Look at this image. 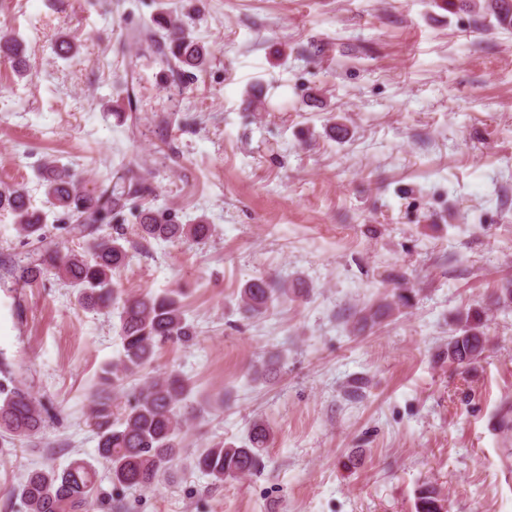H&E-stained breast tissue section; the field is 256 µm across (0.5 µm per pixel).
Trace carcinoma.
Instances as JSON below:
<instances>
[{
    "label": "carcinoma",
    "instance_id": "carcinoma-1",
    "mask_svg": "<svg viewBox=\"0 0 512 512\" xmlns=\"http://www.w3.org/2000/svg\"><path fill=\"white\" fill-rule=\"evenodd\" d=\"M505 0H472L471 7L493 18L503 29L512 28V14L505 10ZM167 40L168 55L179 69H203L208 54L186 30L171 17H156L153 27L138 33V38L154 41V34ZM0 56L16 61L17 72L25 71V60L18 39L0 35ZM43 186L47 202L69 216L80 233L88 237L85 255H63L44 245L45 214L32 207L27 194L19 189L0 190V210L14 216L20 236L41 244L39 257L15 268V278L31 283L53 269L58 277L82 291L87 308L117 310L118 335L122 349L112 366L103 370L88 415L89 426L98 438V454L111 466L112 483L125 488H149L160 481L182 451L181 433L196 408L187 406L192 387L180 374L171 372L143 381L128 408L119 410L115 394L132 378L153 362L157 350L168 342L187 343L196 329L186 316L180 299L174 293H145L117 301L112 275L129 258L122 232L101 234V226L124 207V193L117 186L92 193L79 186L70 169L56 159L43 164ZM213 233L210 224H180L176 218L159 210H144L139 215L137 236L144 240L171 244L190 236L199 243ZM300 294V289L286 281L274 288L263 277L249 280L240 290V305L252 317L267 314L277 304ZM397 309L392 302L366 306L352 316L351 327L363 331L390 316ZM483 331V315L478 310L461 315L455 331L440 356L450 364L470 367L487 350ZM283 365L279 354L262 359L251 367L252 381L266 384L274 379ZM40 402L20 382L0 384V433L12 440L23 441L44 427ZM273 440V430L261 418L249 427L247 438L239 447H226L220 442L198 451L194 463L216 482L226 477L246 476L260 471L264 456ZM26 512H94L105 499L97 484V470L89 461L72 460L61 470H34L18 489ZM444 497L435 487L423 485L417 492L416 512H441Z\"/></svg>",
    "mask_w": 512,
    "mask_h": 512
}]
</instances>
